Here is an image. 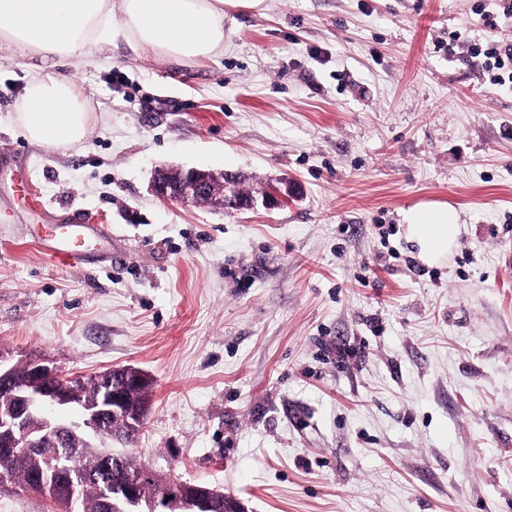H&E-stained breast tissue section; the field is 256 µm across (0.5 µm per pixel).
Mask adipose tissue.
<instances>
[{"label": "adipose tissue", "mask_w": 512, "mask_h": 512, "mask_svg": "<svg viewBox=\"0 0 512 512\" xmlns=\"http://www.w3.org/2000/svg\"><path fill=\"white\" fill-rule=\"evenodd\" d=\"M264 0H0V43L44 65L20 110L30 139L48 146L72 145L86 129L77 85L58 74L60 57L95 64V49L126 40L140 52L172 59L206 57L224 48V16L257 10ZM406 239L427 265L446 258L460 234L450 204L421 201L403 214Z\"/></svg>", "instance_id": "ef3b65f1"}]
</instances>
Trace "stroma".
Masks as SVG:
<instances>
[{
  "mask_svg": "<svg viewBox=\"0 0 512 512\" xmlns=\"http://www.w3.org/2000/svg\"><path fill=\"white\" fill-rule=\"evenodd\" d=\"M224 32L210 57L59 61L86 97L70 147L26 135L42 61L0 50V348L141 369L134 453L249 512H512V85L470 57L512 22L497 0H265ZM162 166L292 194L165 203ZM420 201L460 213L439 264L405 238ZM75 215L112 235L88 264L37 234Z\"/></svg>",
  "mask_w": 512,
  "mask_h": 512,
  "instance_id": "35a3bbf8",
  "label": "stroma"
}]
</instances>
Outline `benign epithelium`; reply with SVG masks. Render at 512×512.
<instances>
[{
  "mask_svg": "<svg viewBox=\"0 0 512 512\" xmlns=\"http://www.w3.org/2000/svg\"><path fill=\"white\" fill-rule=\"evenodd\" d=\"M151 191L165 201L184 204H212L228 213H238L255 207L254 195H241V185L232 173L214 174L198 169L154 171ZM12 353L0 350V454L16 455L19 449L36 451L58 445L63 440H79L100 431L107 415L128 414L123 388L117 384L106 388V399L97 407L80 403L72 394L71 383L77 375H67L50 362L31 357L26 360L27 376L18 381L11 364ZM123 376L125 382L143 384L148 376L134 367L108 369L102 379L110 382L115 376ZM48 407L70 408L79 412V420L62 423L45 412ZM157 473L149 464L136 472L128 473L122 483L115 486V494L107 495L104 503L112 508V499L124 503L126 512H155L151 502L140 499L135 491L139 476ZM212 492L201 486L170 494L167 500L169 512H214Z\"/></svg>",
  "mask_w": 512,
  "mask_h": 512,
  "instance_id": "benign-epithelium-1",
  "label": "benign epithelium"
}]
</instances>
